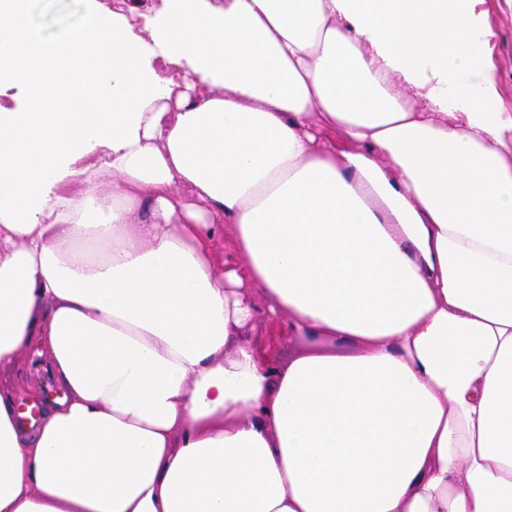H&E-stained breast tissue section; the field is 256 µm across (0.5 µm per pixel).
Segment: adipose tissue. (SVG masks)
<instances>
[{
  "label": "adipose tissue",
  "mask_w": 512,
  "mask_h": 512,
  "mask_svg": "<svg viewBox=\"0 0 512 512\" xmlns=\"http://www.w3.org/2000/svg\"><path fill=\"white\" fill-rule=\"evenodd\" d=\"M484 2L133 0L52 40L0 0V373L36 346L60 392L26 425L0 384V512H512ZM255 303L259 308L258 318L255 326V334L258 335L256 337H263L266 341L274 346V355L277 357L279 361H285L288 359V347H281V329L280 326L276 323H272L267 320L265 314L263 313V299L260 293L257 291L254 293Z\"/></svg>",
  "instance_id": "1"
}]
</instances>
